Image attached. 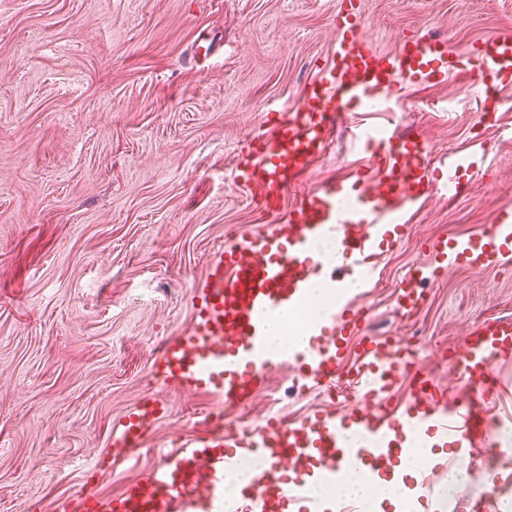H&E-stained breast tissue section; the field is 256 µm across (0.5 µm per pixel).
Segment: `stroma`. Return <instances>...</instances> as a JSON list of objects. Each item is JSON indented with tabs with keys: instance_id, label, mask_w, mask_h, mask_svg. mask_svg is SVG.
I'll use <instances>...</instances> for the list:
<instances>
[{
	"instance_id": "1",
	"label": "stroma",
	"mask_w": 512,
	"mask_h": 512,
	"mask_svg": "<svg viewBox=\"0 0 512 512\" xmlns=\"http://www.w3.org/2000/svg\"><path fill=\"white\" fill-rule=\"evenodd\" d=\"M334 0H0V512H56L77 495L76 468L103 453L114 424L151 388L161 343L192 318L190 293L231 230L270 223L234 182L235 155L265 111L294 103L331 44ZM379 48L409 35L461 54L512 35V0H365ZM363 120L421 133L433 155L483 143L482 174L431 192L378 261L370 328L409 340L425 369L462 402L442 349L471 324L512 319V267L454 268L425 286L414 314L396 308L428 240L478 233L512 206V102L480 95L469 75L411 85ZM363 155L334 126L310 180L349 177ZM166 412L135 465L103 475L118 494L159 462L178 433L196 435L214 405L162 392ZM350 399L336 394V406ZM292 373L235 411L237 427L270 412L327 405ZM423 512H512V453L445 448ZM498 477L486 494L479 471ZM466 472L455 506L446 470Z\"/></svg>"
}]
</instances>
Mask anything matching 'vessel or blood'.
Instances as JSON below:
<instances>
[{
  "mask_svg": "<svg viewBox=\"0 0 512 512\" xmlns=\"http://www.w3.org/2000/svg\"><path fill=\"white\" fill-rule=\"evenodd\" d=\"M332 24L329 64L296 102L266 112L265 130L250 137L234 167L235 181L261 212L276 213L290 202L286 220L235 235L214 254L191 298V325L164 342L152 377L162 389L200 390L219 410H234L250 404L273 371L286 368L303 388L329 396L338 380L353 384L350 405L295 419L275 416L251 430L225 427L219 414L207 419L203 434L163 450L160 464L120 494L104 497L89 485L67 500L65 512H354L342 499L311 497V483H339L358 462L372 476L387 473L394 456L411 458L419 437L432 448L492 446L486 401L499 386L496 364L512 354V319L477 324L449 352V366L472 391L468 403L453 404L406 344L370 335V303L345 295L344 288L373 279L374 260L396 242L402 217L437 184L456 181L462 170L479 172L486 161L477 150L432 159L425 137L358 122L355 114L395 99L401 82L459 73L477 75L482 86L505 94L512 90V36H487L464 54L422 37L385 52L368 33L362 0H335ZM341 118L351 119V138L367 167L343 180L308 184ZM326 238L335 241V256L315 259V245ZM428 252L438 269L511 265L512 210L497 211L480 233L433 241ZM427 278L422 265L408 269L397 291L399 309L424 305ZM317 286L338 299L305 323L310 344L268 348L269 321L299 306ZM354 338L360 359L347 373L343 362ZM403 384L408 397L395 400ZM164 412L158 395L147 393L113 426L107 452L82 463L81 472L91 478L136 459ZM246 458L257 462L254 479L240 496L226 498L224 479Z\"/></svg>",
  "mask_w": 512,
  "mask_h": 512,
  "instance_id": "vessel-or-blood-1",
  "label": "vessel or blood"
}]
</instances>
